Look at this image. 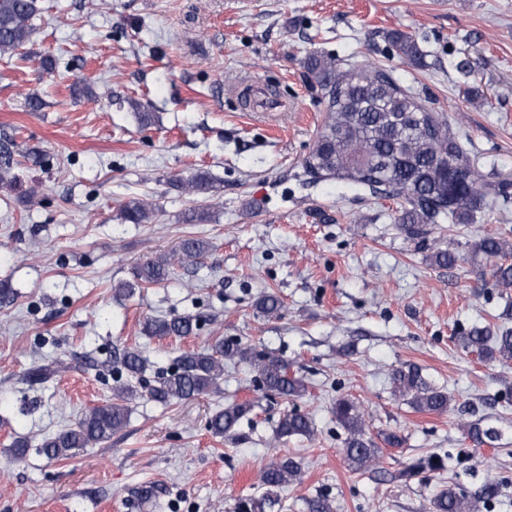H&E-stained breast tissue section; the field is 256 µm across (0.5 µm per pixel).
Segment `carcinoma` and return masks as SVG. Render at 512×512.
I'll return each mask as SVG.
<instances>
[{"label":"carcinoma","mask_w":512,"mask_h":512,"mask_svg":"<svg viewBox=\"0 0 512 512\" xmlns=\"http://www.w3.org/2000/svg\"><path fill=\"white\" fill-rule=\"evenodd\" d=\"M38 2L0 0V55L11 54L29 42ZM389 39L399 55L415 64L422 63L423 51L411 34L394 30ZM303 67L311 87L320 89L327 100L323 125L304 160V172L311 181H343L364 187L376 196L401 199L396 222L412 237L419 236L427 224H470L492 191L506 190L507 185L491 184L472 165L468 152L452 132L448 117L413 95L393 70L374 63L343 70L336 60L316 53L305 58ZM182 189L190 196H205L213 191V184L207 174L200 172L182 183ZM122 218L131 224H146L152 220L153 210L144 201L130 199L122 206ZM211 250L207 241L186 239L170 252L143 261L134 268L133 280L119 283L115 292L131 296L138 288L167 280L175 266H198ZM473 253L489 261L496 286L512 288L511 242L495 231L488 232L475 244ZM255 308L270 317L281 312L283 302L277 294L266 293ZM197 322L189 314L148 318L143 332L157 338L188 336ZM458 342L487 362L512 361V331L476 326ZM226 361L250 366L267 392L288 399L306 391L303 380L289 372L288 362L261 357L238 342L219 339L208 349L184 351L174 369L153 380L145 378L147 358L136 349H125L112 361L102 363L128 376L114 389L112 402L88 410L74 427L44 439L41 452L50 459L68 458L91 444L110 440L126 425L130 404L136 400L146 398L167 405L218 392L224 383ZM66 369L62 361L35 363L26 377L31 383H42ZM390 383L393 394L416 410L441 414L450 408L448 393L434 386L414 366L393 369ZM251 411L250 403L230 404L209 419L208 428L215 436H228ZM332 413L347 432L343 451L350 467L357 471L373 467L380 448L366 438L365 408L354 400L341 398L334 403ZM458 427L478 447L492 445L502 437L494 427L462 418ZM313 433L309 416L289 411L278 423L274 442ZM443 467L440 457L421 456L412 459L398 478L405 480ZM301 475L300 462L282 456L260 470V482L269 490L281 489L299 481ZM498 494V486L491 483L474 493L450 485L436 493L433 508L434 512H481Z\"/></svg>","instance_id":"obj_1"}]
</instances>
